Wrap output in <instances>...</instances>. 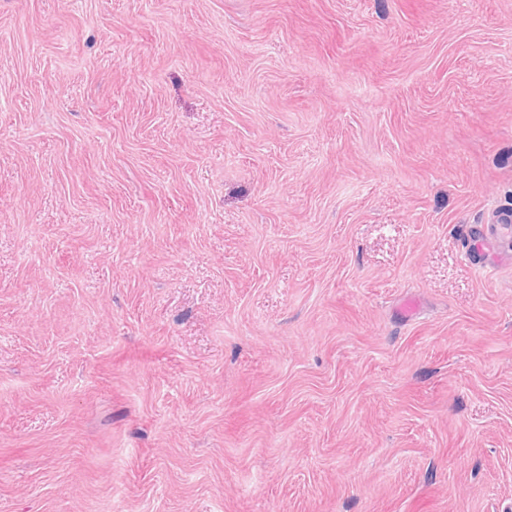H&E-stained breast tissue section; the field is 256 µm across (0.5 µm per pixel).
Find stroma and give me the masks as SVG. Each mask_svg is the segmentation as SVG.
Segmentation results:
<instances>
[{"instance_id": "obj_1", "label": "stroma", "mask_w": 512, "mask_h": 512, "mask_svg": "<svg viewBox=\"0 0 512 512\" xmlns=\"http://www.w3.org/2000/svg\"><path fill=\"white\" fill-rule=\"evenodd\" d=\"M493 210L512 0H0V512H512Z\"/></svg>"}]
</instances>
